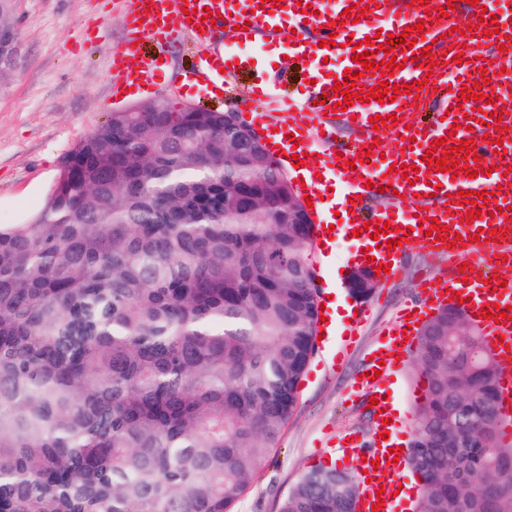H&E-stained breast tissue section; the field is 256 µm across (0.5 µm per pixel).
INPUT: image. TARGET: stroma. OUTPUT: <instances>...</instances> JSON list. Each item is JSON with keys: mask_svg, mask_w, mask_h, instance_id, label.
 Listing matches in <instances>:
<instances>
[{"mask_svg": "<svg viewBox=\"0 0 512 512\" xmlns=\"http://www.w3.org/2000/svg\"><path fill=\"white\" fill-rule=\"evenodd\" d=\"M16 25L21 33V57L16 75L0 87V224H24L43 207L61 156L88 134L107 114L135 105V98L114 100L115 80L105 46L127 37L122 11L108 0H17ZM143 50L162 57L165 70L148 89V98L163 97L175 105L195 104L217 110L235 108L242 122L250 116L243 98L250 74L225 75L222 92L185 86L183 73L202 67L205 55L242 52L257 59L278 57V93L299 96L308 63L287 59L285 47L257 42L238 47L230 30L215 28L205 39L183 34L177 41ZM342 236H334L328 254L312 250L321 297L340 309L356 312L359 324L348 335V322L336 325L333 343L345 353L331 362L326 349H316L303 377L297 406L289 417L279 448L262 466L236 512H279L282 497L310 470L341 462L337 442L370 440L375 431L369 396L359 381L368 359L379 349L400 309L420 302L423 274L442 277L441 262L432 260L418 244L402 254L401 273L377 282L368 298L355 299L347 288L356 262ZM415 380L411 363L386 380L384 387L403 412L400 439L411 441L415 428Z\"/></svg>", "mask_w": 512, "mask_h": 512, "instance_id": "1", "label": "stroma"}]
</instances>
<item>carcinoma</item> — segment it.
<instances>
[{
  "instance_id": "1",
  "label": "carcinoma",
  "mask_w": 512,
  "mask_h": 512,
  "mask_svg": "<svg viewBox=\"0 0 512 512\" xmlns=\"http://www.w3.org/2000/svg\"><path fill=\"white\" fill-rule=\"evenodd\" d=\"M15 0L0 28L16 29ZM244 124L156 98L59 161L42 210L0 224V512H235L279 446L316 350L314 225L285 224ZM469 319L416 338L415 512H512L498 367ZM351 473L311 470L279 512H356Z\"/></svg>"
}]
</instances>
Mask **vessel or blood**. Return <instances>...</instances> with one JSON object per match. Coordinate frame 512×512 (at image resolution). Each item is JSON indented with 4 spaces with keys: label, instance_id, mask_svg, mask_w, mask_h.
<instances>
[{
    "label": "vessel or blood",
    "instance_id": "obj_1",
    "mask_svg": "<svg viewBox=\"0 0 512 512\" xmlns=\"http://www.w3.org/2000/svg\"><path fill=\"white\" fill-rule=\"evenodd\" d=\"M126 26L130 32L128 40L112 50L111 64L119 76L118 90L150 85L158 68L157 61L144 59L140 43L146 38L173 39L195 28L210 30L211 22L201 26L189 23L188 10L209 8L212 14L221 17L236 29L235 38L241 43L256 42L266 37L288 44L297 54L314 58L311 73L313 83L309 94L317 100V107L308 109L305 118H298V105H291L282 112L278 129L266 137L268 149L277 158L291 161L293 155L309 149L316 141L329 149L328 158L320 170V179L307 184V193L319 198L321 183H334L337 176H346L347 181L339 195L340 207H352L351 217L361 235L356 240L353 260H360L368 252L372 229H380L379 256L383 264L389 265L391 274L400 271V248L388 249L389 240H400L402 246L419 244L431 254L467 253L487 260L495 270H507L506 286L498 288L478 281H462L457 265L448 268L449 287L442 288L430 280L420 283L424 305L409 308L408 318L400 319L398 335L392 336L382 363H371L370 373L396 372L400 361L406 356L414 342V334L408 329L413 321H421L426 310L437 305L463 298L464 309L471 322L481 328L488 346L500 370V413L505 434H512V320L502 317L483 318L485 305L498 304L512 307V111L503 113L500 122H491L489 115L495 112V104L484 105L474 111L471 105H458L457 98L462 87H480L484 95H491V86L485 85L487 70H498L501 58L496 47L512 36V11L503 10L501 0H480L477 7L467 14L450 10L441 15L440 6L447 0H427L426 4L401 7L399 0H282L280 8H273L270 0H123ZM356 6L367 10V16L352 24L342 20L346 8ZM494 16L499 32L483 38L476 27L481 15ZM423 24V36L415 48L405 50L403 67L391 70L385 67L383 46L390 35L404 32L406 27ZM454 26L468 28L466 38L447 39L448 29ZM369 40V49L374 62L380 68L374 74L362 77L365 87H378L387 81L393 85L423 82L418 96L399 94L396 101L379 103L377 100L354 103L342 112L344 122L362 134L359 147L343 148L336 142L334 127L326 120V112L332 111L341 94L334 86L343 82L345 71H358L353 62L356 44ZM429 49L433 60L426 66L418 62L420 49ZM462 54V61H453V54ZM440 99L443 107L434 112L431 120L407 123L405 116L414 99ZM394 115V123L372 127L370 119L376 115ZM393 137L395 143L387 153L374 151L376 135ZM447 139L449 145L469 141V159L465 164L477 170L476 178L465 174L451 175L448 172L430 171L421 158L430 149V144ZM500 139V146H493V139ZM418 166V179L408 182L402 177V165ZM492 166V173H484V166ZM460 191L488 192L489 200L475 204L481 210L480 219L465 224V207L453 204L452 197ZM429 194L433 202L421 208L422 195ZM448 226L450 232L460 233L455 245L435 240L428 230L432 222ZM508 227L507 236L498 242L477 239L479 229ZM365 377L360 381L378 401L389 424L388 431L397 429L392 421L391 404L377 382ZM390 444L382 437H374L370 448L354 450L351 461L357 471H364L367 462L385 464V471L370 474V480L360 486L357 512H372L377 500H384L382 512H395L396 490L400 484L403 462L387 463Z\"/></svg>",
    "mask_w": 512,
    "mask_h": 512
}]
</instances>
